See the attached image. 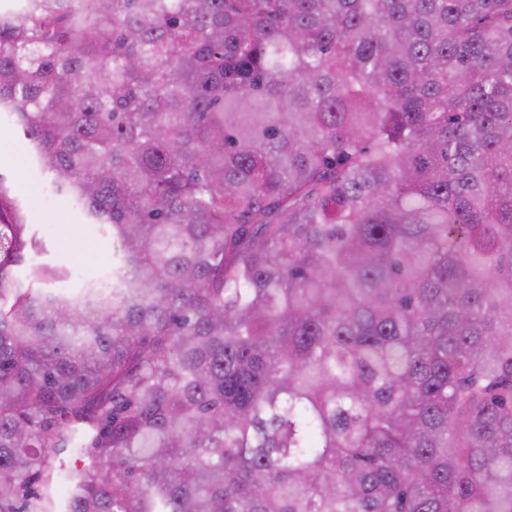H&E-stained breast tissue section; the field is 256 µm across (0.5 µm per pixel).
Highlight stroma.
Wrapping results in <instances>:
<instances>
[{"label":"stroma","instance_id":"35a3bbf8","mask_svg":"<svg viewBox=\"0 0 512 512\" xmlns=\"http://www.w3.org/2000/svg\"><path fill=\"white\" fill-rule=\"evenodd\" d=\"M0 174L24 200L45 251L41 261L80 273L84 279L102 275L112 261V242L98 225L67 203H58L46 175L29 168L20 132L8 120L0 121Z\"/></svg>","mask_w":512,"mask_h":512}]
</instances>
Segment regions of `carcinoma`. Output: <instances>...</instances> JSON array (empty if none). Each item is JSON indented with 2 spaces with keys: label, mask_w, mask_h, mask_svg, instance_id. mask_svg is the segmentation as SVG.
Masks as SVG:
<instances>
[{
  "label": "carcinoma",
  "mask_w": 512,
  "mask_h": 512,
  "mask_svg": "<svg viewBox=\"0 0 512 512\" xmlns=\"http://www.w3.org/2000/svg\"><path fill=\"white\" fill-rule=\"evenodd\" d=\"M21 2L0 512H512V0ZM0 172L24 200L30 222L44 244L38 260L79 272L86 280L101 276L112 262V241L78 209L58 203L48 186L50 177L29 168L23 138L4 115L0 122Z\"/></svg>",
  "instance_id": "obj_1"
}]
</instances>
